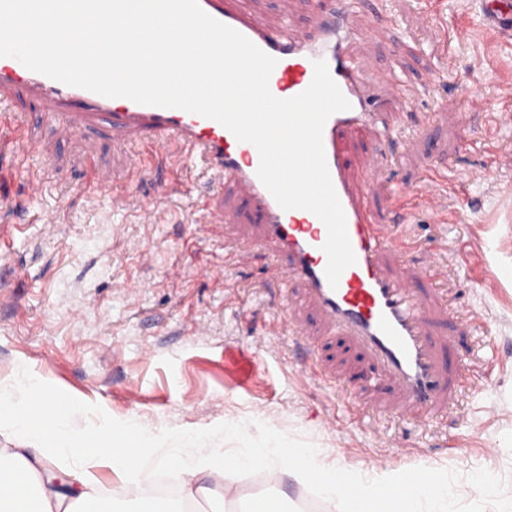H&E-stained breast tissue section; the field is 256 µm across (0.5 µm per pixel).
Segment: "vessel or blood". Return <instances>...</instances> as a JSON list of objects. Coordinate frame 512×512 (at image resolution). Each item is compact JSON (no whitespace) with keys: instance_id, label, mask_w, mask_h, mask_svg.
I'll return each mask as SVG.
<instances>
[{"instance_id":"vessel-or-blood-1","label":"vessel or blood","mask_w":512,"mask_h":512,"mask_svg":"<svg viewBox=\"0 0 512 512\" xmlns=\"http://www.w3.org/2000/svg\"><path fill=\"white\" fill-rule=\"evenodd\" d=\"M199 4L209 16L276 58L269 89L277 98L288 99L305 91L313 80L315 61L322 60L350 104L348 110L331 115L323 130L327 167L356 257L337 286H330L325 276V225L310 211L282 209L257 175V148L238 141L216 120L69 86L12 57H0V99L25 91L66 134L82 135L101 125L112 134L159 151L175 148L186 162H199L212 177L235 187L259 220L261 240L286 257L277 274L279 285L302 283L326 323L368 349L383 377L399 392L391 412L430 408L444 393L446 378L422 335L425 315L415 291L419 278L412 271L403 278H392L382 269L379 257L396 240L397 225L409 223L415 209L442 215L447 180L434 170L417 188H397L395 223H380L370 207L378 159L371 156L351 168L343 151V135L351 129H373L388 139L392 129L385 99L361 83V63L354 48L358 35L350 22L355 0H321L308 25L299 28L287 19L276 30L262 28L229 10L224 0H199ZM482 24L489 31L512 34V0H487ZM471 103L479 109L491 108L500 122L512 123L511 98L489 100L476 94Z\"/></svg>"}]
</instances>
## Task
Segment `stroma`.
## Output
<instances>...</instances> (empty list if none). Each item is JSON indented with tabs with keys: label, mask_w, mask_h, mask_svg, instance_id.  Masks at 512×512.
Listing matches in <instances>:
<instances>
[{
	"label": "stroma",
	"mask_w": 512,
	"mask_h": 512,
	"mask_svg": "<svg viewBox=\"0 0 512 512\" xmlns=\"http://www.w3.org/2000/svg\"><path fill=\"white\" fill-rule=\"evenodd\" d=\"M483 2L360 0L353 19L359 51L389 75L388 90L406 88L393 118L405 148L370 132L345 139L353 158L382 155L375 210L388 218L387 186H416L434 165L460 189L448 201L455 223L422 216L407 227L418 250L380 255L392 276L431 255L441 269L417 290L427 339L451 377L431 413H386L393 385L302 288L281 291L280 258L256 244L258 219L232 187L185 171L172 152L133 175L134 143L101 126L69 137L23 95L8 103L18 134L0 137V391L12 392L25 367L69 399L73 428L106 413L149 431H202L199 450L230 453L236 441L215 425L247 424L257 442L272 423L355 470L438 468L456 486L488 474L456 512H512V127L468 100L512 96V38L482 31ZM231 3L268 25L286 13L307 22L313 7ZM455 23L472 35L456 44L448 75L426 84ZM488 166L491 177L473 182ZM31 175L44 183L37 199L27 196ZM112 191L128 194L125 208L111 207ZM47 214L54 223H43ZM465 251L480 262H464ZM235 486L224 512H245L257 494L279 499L283 512H336L278 469L240 474Z\"/></svg>",
	"instance_id": "35a3bbf8"
}]
</instances>
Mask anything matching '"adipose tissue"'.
<instances>
[{
	"mask_svg": "<svg viewBox=\"0 0 512 512\" xmlns=\"http://www.w3.org/2000/svg\"><path fill=\"white\" fill-rule=\"evenodd\" d=\"M70 410L68 400L46 394L41 378L26 371L15 392L0 395V432L17 441L0 448V512H104L97 469L109 468L118 481L138 486L149 479L146 462L153 456L184 475L187 500L218 506L233 489L226 481L213 483V475L268 465L315 486L342 512H448L460 495L435 469L421 481L400 472L358 473L328 461L323 449L300 448L276 434L231 454L190 453L166 447L168 433L143 430L130 417L104 416L95 427L69 429Z\"/></svg>",
	"mask_w": 512,
	"mask_h": 512,
	"instance_id": "1",
	"label": "adipose tissue"
}]
</instances>
